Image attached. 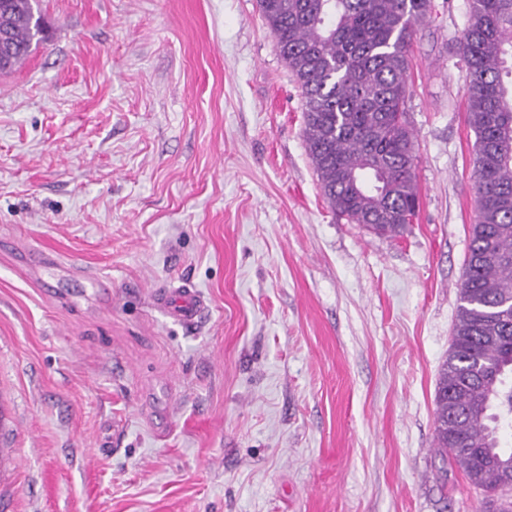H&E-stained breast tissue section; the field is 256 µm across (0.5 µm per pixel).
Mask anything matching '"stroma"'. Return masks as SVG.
I'll return each instance as SVG.
<instances>
[{
	"label": "stroma",
	"instance_id": "35a3bbf8",
	"mask_svg": "<svg viewBox=\"0 0 512 512\" xmlns=\"http://www.w3.org/2000/svg\"><path fill=\"white\" fill-rule=\"evenodd\" d=\"M39 8L0 73V512H481L434 447L475 219L468 0L415 28L421 205L393 238L331 212L256 0ZM182 285L192 326L154 304Z\"/></svg>",
	"mask_w": 512,
	"mask_h": 512
}]
</instances>
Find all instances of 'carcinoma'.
<instances>
[{
    "label": "carcinoma",
    "instance_id": "1",
    "mask_svg": "<svg viewBox=\"0 0 512 512\" xmlns=\"http://www.w3.org/2000/svg\"><path fill=\"white\" fill-rule=\"evenodd\" d=\"M299 91L304 136L333 213L396 237L417 218V155L406 119L414 27L431 0H257ZM33 0H0V73L46 39ZM468 126L475 133V224L448 358L435 387V441L469 484L512 486V0H469L462 31Z\"/></svg>",
    "mask_w": 512,
    "mask_h": 512
}]
</instances>
